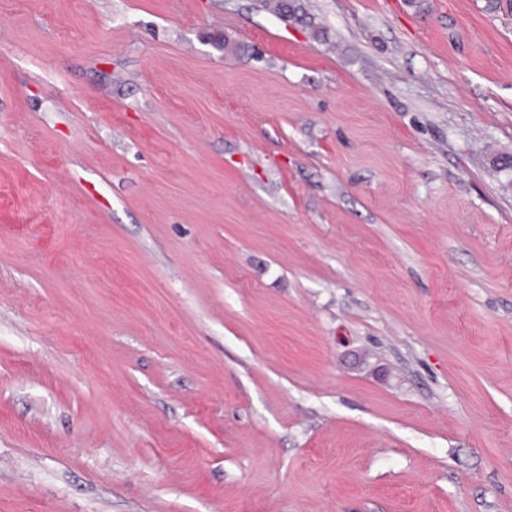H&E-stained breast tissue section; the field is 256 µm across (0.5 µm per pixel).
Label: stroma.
<instances>
[{
  "mask_svg": "<svg viewBox=\"0 0 512 512\" xmlns=\"http://www.w3.org/2000/svg\"><path fill=\"white\" fill-rule=\"evenodd\" d=\"M498 3L0 0V512H512Z\"/></svg>",
  "mask_w": 512,
  "mask_h": 512,
  "instance_id": "obj_1",
  "label": "stroma"
}]
</instances>
